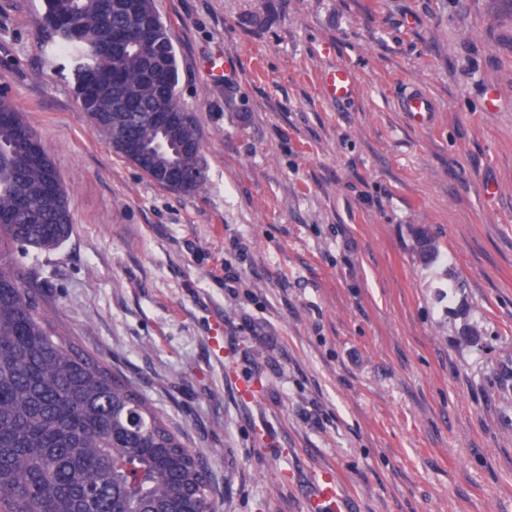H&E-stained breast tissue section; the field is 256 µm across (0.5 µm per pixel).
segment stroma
I'll return each mask as SVG.
<instances>
[{
	"instance_id": "obj_1",
	"label": "stroma",
	"mask_w": 512,
	"mask_h": 512,
	"mask_svg": "<svg viewBox=\"0 0 512 512\" xmlns=\"http://www.w3.org/2000/svg\"><path fill=\"white\" fill-rule=\"evenodd\" d=\"M155 4L208 163L189 195L97 134L36 44L44 0H0V96L74 224L13 255L52 318L204 458L219 512H305L326 471L341 512H512V16L494 0ZM339 66L342 101L321 84ZM413 86L430 128L399 107Z\"/></svg>"
}]
</instances>
